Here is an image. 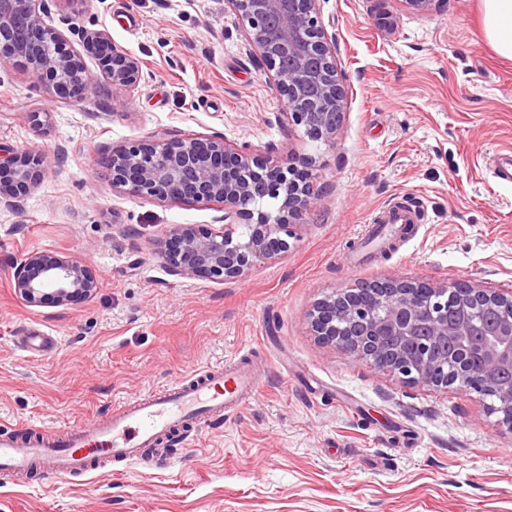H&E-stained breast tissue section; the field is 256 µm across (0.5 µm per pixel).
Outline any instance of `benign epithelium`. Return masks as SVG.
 Wrapping results in <instances>:
<instances>
[{
  "mask_svg": "<svg viewBox=\"0 0 512 512\" xmlns=\"http://www.w3.org/2000/svg\"><path fill=\"white\" fill-rule=\"evenodd\" d=\"M38 0H0V57H19L49 95L77 103L97 76L133 90L139 61L104 32L82 34L98 74L62 48L45 25ZM317 0H226L245 27V41L267 71L286 115L316 142H335L344 88L331 42L319 26ZM47 157L0 148V203L11 207L44 175ZM112 189L161 200L218 202L226 224L202 231L174 224L157 246L175 272L240 280L258 262L288 252L314 195L313 159L273 164L223 135L159 143L152 138L112 150ZM15 293L37 304L46 295L63 305L99 288L92 269L35 252L13 275ZM346 286L317 301L310 327L324 344L398 376L408 384L452 386L490 400L487 408L512 438V295L464 280L429 283L378 279Z\"/></svg>",
  "mask_w": 512,
  "mask_h": 512,
  "instance_id": "benign-epithelium-1",
  "label": "benign epithelium"
}]
</instances>
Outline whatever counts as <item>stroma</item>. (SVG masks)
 <instances>
[{
    "mask_svg": "<svg viewBox=\"0 0 512 512\" xmlns=\"http://www.w3.org/2000/svg\"><path fill=\"white\" fill-rule=\"evenodd\" d=\"M46 25L81 55L78 30L136 58L135 90L98 80L53 99L0 58V147L50 155L41 181L0 206V429L55 432L224 361L265 377L221 422H194L144 463L89 476L0 477V512H512V439L478 395L407 385L321 344L308 313L335 289L380 278L469 280L512 292V185L486 160L512 148V60L481 25V0H317L344 87L334 144L308 141L224 0H43ZM221 134L279 162L313 158L315 200L284 257L224 282L157 255L171 225L211 228L224 208L112 190L114 147ZM424 221L362 254L371 215L399 202ZM90 266L94 296L31 304L13 288L29 254ZM39 327L49 358L19 350Z\"/></svg>",
    "mask_w": 512,
    "mask_h": 512,
    "instance_id": "1",
    "label": "stroma"
}]
</instances>
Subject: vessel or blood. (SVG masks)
<instances>
[{
  "instance_id": "vessel-or-blood-1",
  "label": "vessel or blood",
  "mask_w": 512,
  "mask_h": 512,
  "mask_svg": "<svg viewBox=\"0 0 512 512\" xmlns=\"http://www.w3.org/2000/svg\"><path fill=\"white\" fill-rule=\"evenodd\" d=\"M417 207L396 203L371 218L397 228L421 221ZM261 380L241 367H208L192 380H176L145 397L116 406L96 424H76L51 439L27 440L0 432V475L38 469L55 478L83 476L99 460L137 463L162 433L199 417L222 418L255 398Z\"/></svg>"
}]
</instances>
